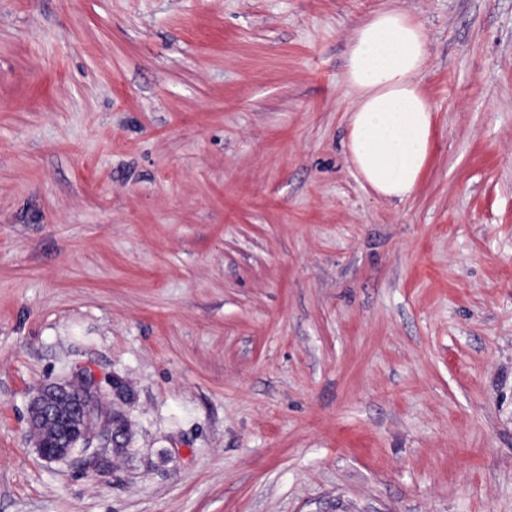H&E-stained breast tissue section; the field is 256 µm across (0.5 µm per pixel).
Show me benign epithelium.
Listing matches in <instances>:
<instances>
[{
  "instance_id": "obj_1",
  "label": "benign epithelium",
  "mask_w": 512,
  "mask_h": 512,
  "mask_svg": "<svg viewBox=\"0 0 512 512\" xmlns=\"http://www.w3.org/2000/svg\"><path fill=\"white\" fill-rule=\"evenodd\" d=\"M99 397V382L86 370L74 372L67 381L48 385L32 397L29 415L56 422L75 433L67 446L50 448L36 443L43 458L59 461L80 456L94 465L103 449L117 447L115 431L125 426V419L119 414L103 415Z\"/></svg>"
}]
</instances>
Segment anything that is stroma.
Instances as JSON below:
<instances>
[{
    "mask_svg": "<svg viewBox=\"0 0 512 512\" xmlns=\"http://www.w3.org/2000/svg\"><path fill=\"white\" fill-rule=\"evenodd\" d=\"M393 7L403 201L346 152ZM76 367L97 471L29 431ZM0 512H512V0H0ZM427 60L423 26L400 9L380 11L358 28L348 53V159L384 199L410 195L431 152L434 115L420 80ZM77 391L81 393L79 398L71 395ZM99 397V382L86 370L74 372L67 381L48 385L32 397L28 410L32 430L31 417L37 415L75 433L69 445L62 447L49 448L37 440L36 447L43 458L59 461L85 456L89 464L96 466L103 449L117 447L115 431L125 426V419L119 414L103 415Z\"/></svg>",
    "mask_w": 512,
    "mask_h": 512,
    "instance_id": "stroma-1",
    "label": "stroma"
}]
</instances>
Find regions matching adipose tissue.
Wrapping results in <instances>:
<instances>
[{"mask_svg":"<svg viewBox=\"0 0 512 512\" xmlns=\"http://www.w3.org/2000/svg\"><path fill=\"white\" fill-rule=\"evenodd\" d=\"M427 60L423 26L399 9L358 28L348 53V159L384 199L410 195L431 152L434 115L420 80Z\"/></svg>","mask_w":512,"mask_h":512,"instance_id":"ef3b65f1","label":"adipose tissue"}]
</instances>
